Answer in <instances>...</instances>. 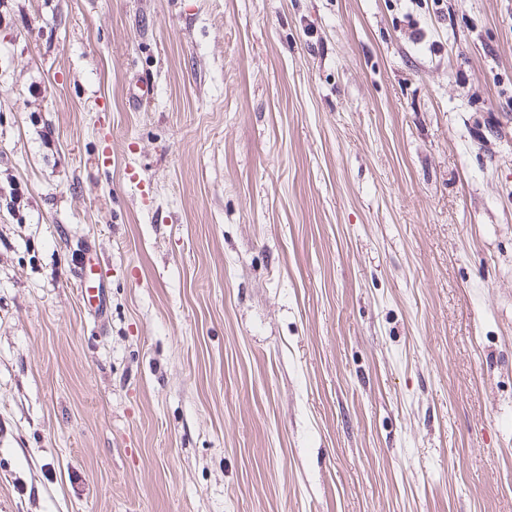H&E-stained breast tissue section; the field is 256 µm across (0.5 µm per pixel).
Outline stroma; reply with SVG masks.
I'll return each mask as SVG.
<instances>
[{"label": "stroma", "mask_w": 512, "mask_h": 512, "mask_svg": "<svg viewBox=\"0 0 512 512\" xmlns=\"http://www.w3.org/2000/svg\"><path fill=\"white\" fill-rule=\"evenodd\" d=\"M0 512H512V0H0Z\"/></svg>", "instance_id": "obj_1"}]
</instances>
